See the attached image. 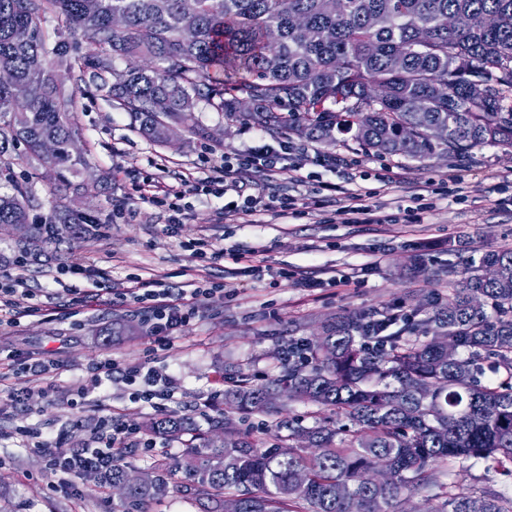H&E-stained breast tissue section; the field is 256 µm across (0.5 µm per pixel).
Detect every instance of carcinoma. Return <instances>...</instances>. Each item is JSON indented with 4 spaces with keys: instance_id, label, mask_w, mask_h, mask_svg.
<instances>
[{
    "instance_id": "obj_1",
    "label": "carcinoma",
    "mask_w": 512,
    "mask_h": 512,
    "mask_svg": "<svg viewBox=\"0 0 512 512\" xmlns=\"http://www.w3.org/2000/svg\"><path fill=\"white\" fill-rule=\"evenodd\" d=\"M114 15L125 18L120 30ZM184 22L182 0H95L91 9L88 0H0V71L13 77L0 85V224L29 225L25 258L101 226L64 195L49 223L30 220L36 179L90 193L107 184L68 178L87 160L72 152L78 95L58 79L62 69L79 71L155 143L170 124L201 130V103L239 115L243 95L262 128L322 140L339 125L382 155L512 148V0H342L337 12L324 0H197L188 33ZM474 80L487 85L480 102L468 95ZM44 140L59 144L55 157L41 155ZM18 160L33 174L17 179ZM375 330L382 336L369 349L363 337ZM289 346L265 385L242 377L224 390L213 437L190 417L152 422L149 431L171 442L201 443L183 454L186 480L156 459L119 512H140L171 489L204 512H402L414 494L438 499V459L473 457L512 473V249L467 267L448 305L425 320L389 308L349 312ZM282 392L334 408L352 428L284 418L259 441L235 425L231 413H268ZM128 474L118 464L89 478L114 487ZM431 512H512V498L459 494Z\"/></svg>"
}]
</instances>
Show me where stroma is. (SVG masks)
Instances as JSON below:
<instances>
[{
    "label": "stroma",
    "instance_id": "stroma-1",
    "mask_svg": "<svg viewBox=\"0 0 512 512\" xmlns=\"http://www.w3.org/2000/svg\"><path fill=\"white\" fill-rule=\"evenodd\" d=\"M78 102L79 144L92 172L110 177L108 190L79 201L98 212L101 233L60 245L23 266L13 263L14 238L0 237V259L8 260V273L23 277L33 305L43 310L29 316L19 308L0 309V512H107L119 501L116 492L100 490L87 479L76 492L58 487L57 476L27 448L19 427L45 437L64 435L69 446L78 447L98 428L101 415L113 411L139 426L166 416L203 421L224 410L216 378L230 383L242 373L263 384L273 372L275 352L290 339L315 336L322 321L388 304L410 313L428 295L447 301L454 270L470 258L512 248V152L506 148L416 160L377 154L348 134L309 143L285 129L261 132L245 118L230 121L211 109L199 115L204 135L179 128L167 144L157 145L142 138L130 115L92 85L81 86ZM260 140H288L296 151L275 182L253 177L248 194L275 190L307 200L323 184L342 182L364 195L379 223H345L334 215L341 207L336 201L302 215L265 213L252 224H228L223 218L227 196L210 194L187 196L182 220L172 230L167 207L138 198L136 189L145 181L206 178L222 155ZM304 147L349 158L352 168L345 174L312 165L300 153ZM462 169L469 178L461 196L436 194L439 179ZM423 200L431 207L421 211L417 223H385V216L401 217ZM202 239L225 248L224 259L201 265L186 246ZM420 247L425 256L417 268L413 256ZM80 258L89 261L91 272L69 273V265ZM260 266L289 268L310 285L272 284L258 277ZM153 274L173 287L194 278L220 287L207 299L203 316L162 348L151 344L143 316L112 302L113 289ZM345 275L353 276V283H342ZM88 294L96 297L93 309L80 319L69 318L73 302ZM12 351L55 361L56 368L31 384L26 374L9 368L5 355ZM107 351L125 364L151 361L172 377L173 399L158 408H135L125 385L112 382L88 402L69 406L62 388L78 383ZM16 389L28 390L24 403L9 401L8 392ZM288 416L310 427L340 425L335 411L294 402L261 417L237 413L233 419L242 428L259 422L270 427ZM432 467L445 496L512 497V475L484 460H438Z\"/></svg>",
    "mask_w": 512,
    "mask_h": 512
}]
</instances>
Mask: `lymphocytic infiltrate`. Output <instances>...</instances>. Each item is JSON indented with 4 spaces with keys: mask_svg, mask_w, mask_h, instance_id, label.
I'll return each instance as SVG.
<instances>
[{
    "mask_svg": "<svg viewBox=\"0 0 512 512\" xmlns=\"http://www.w3.org/2000/svg\"><path fill=\"white\" fill-rule=\"evenodd\" d=\"M287 157L288 145L284 142L276 146H250L240 150L234 157L225 159L217 167L212 180L199 183L184 179L178 184L162 188L161 192L145 195L144 200L168 206L176 212L180 209L181 201L193 193L242 194L252 176L260 175L266 180H274L281 171L282 161ZM299 207V200L290 195L276 194L270 196L265 203L256 197L244 196L242 202L225 204L224 218L232 223L243 224L260 208L277 216H285ZM210 294V289L201 285L188 290L173 288L163 281L152 279L136 281L134 286L119 293L118 298L127 305H147L149 334L154 343L163 346L175 333L198 317L202 304ZM116 376L127 385L128 399L136 405L150 404L174 395L170 377L149 366L148 362L123 368L108 355L92 367L89 378L74 389L73 394L79 400H86L101 390L106 381ZM101 427V433L93 436L91 444L80 450L65 446L58 437L37 441L36 450L44 454L47 469L59 475L62 486L77 487L85 473L111 469L121 455L129 450L132 438H138L135 424L111 413L102 417Z\"/></svg>",
    "mask_w": 512,
    "mask_h": 512,
    "instance_id": "obj_1",
    "label": "lymphocytic infiltrate"
}]
</instances>
